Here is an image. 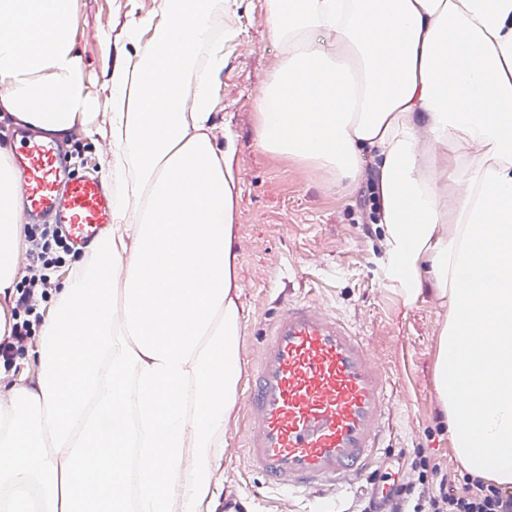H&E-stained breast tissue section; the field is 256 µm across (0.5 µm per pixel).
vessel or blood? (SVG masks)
Returning <instances> with one entry per match:
<instances>
[{
	"label": "vessel or blood",
	"instance_id": "obj_1",
	"mask_svg": "<svg viewBox=\"0 0 512 512\" xmlns=\"http://www.w3.org/2000/svg\"><path fill=\"white\" fill-rule=\"evenodd\" d=\"M23 214L59 224L76 247L112 221V194L95 177H63L54 142L25 130L16 154ZM241 440L267 484L313 499L352 490L393 408L384 360L368 337L320 301L283 306L256 347Z\"/></svg>",
	"mask_w": 512,
	"mask_h": 512
}]
</instances>
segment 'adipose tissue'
Wrapping results in <instances>:
<instances>
[{"label":"adipose tissue","mask_w":512,"mask_h":512,"mask_svg":"<svg viewBox=\"0 0 512 512\" xmlns=\"http://www.w3.org/2000/svg\"><path fill=\"white\" fill-rule=\"evenodd\" d=\"M221 0L131 20L107 102L84 84L71 0H0V104L50 133L112 127L109 229L23 358L0 370V512H201L240 376L241 172L218 142ZM283 51L254 143L333 177L377 158L385 247L406 300H447L436 391L464 469L512 485V0H268ZM328 33L316 43L314 33ZM205 61H198V52ZM24 206L0 145V296ZM487 326L473 339L471 321Z\"/></svg>","instance_id":"adipose-tissue-1"}]
</instances>
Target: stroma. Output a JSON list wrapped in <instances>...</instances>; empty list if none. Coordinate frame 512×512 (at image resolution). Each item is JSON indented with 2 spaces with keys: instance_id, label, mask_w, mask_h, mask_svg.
<instances>
[{
  "instance_id": "1",
  "label": "stroma",
  "mask_w": 512,
  "mask_h": 512,
  "mask_svg": "<svg viewBox=\"0 0 512 512\" xmlns=\"http://www.w3.org/2000/svg\"><path fill=\"white\" fill-rule=\"evenodd\" d=\"M165 0H72L75 47L89 95L108 96L106 78L130 46V19L160 13ZM266 0H226L222 27L235 37L224 44V68L214 87V122L238 141L234 163L245 173L238 196L236 233L250 241L241 253L239 279L243 325L238 339L242 370L271 314L286 299H323L337 315L371 337L393 381L396 412L373 464L378 475L407 470L416 449L441 465L460 468L435 389L437 331L448 306L431 286L405 302L393 281L384 248V224L362 220L358 187L339 193L328 172L253 148L254 100L281 53L263 22ZM212 465L222 480L209 491L203 512H309L294 498L280 507L263 478L249 468L243 448L225 442Z\"/></svg>"
}]
</instances>
